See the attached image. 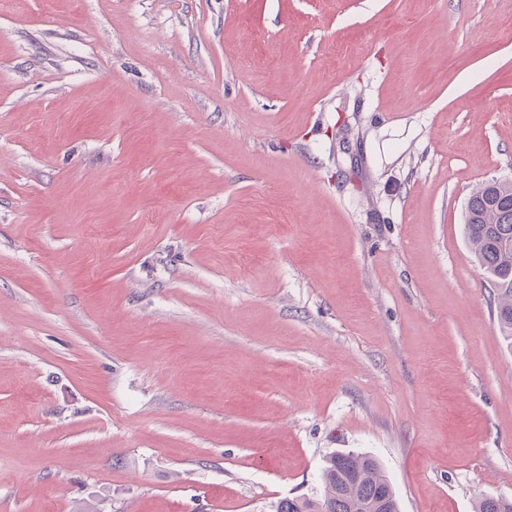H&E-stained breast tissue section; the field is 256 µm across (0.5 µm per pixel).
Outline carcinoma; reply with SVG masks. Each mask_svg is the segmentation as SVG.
Here are the masks:
<instances>
[{"label": "carcinoma", "instance_id": "obj_1", "mask_svg": "<svg viewBox=\"0 0 512 512\" xmlns=\"http://www.w3.org/2000/svg\"><path fill=\"white\" fill-rule=\"evenodd\" d=\"M465 236L480 268L499 285L497 320L512 339V182L470 193L464 212ZM318 498L284 499L276 512H398L394 487L376 459L366 454H332L322 473ZM476 512H512V502L486 497Z\"/></svg>", "mask_w": 512, "mask_h": 512}]
</instances>
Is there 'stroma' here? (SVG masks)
I'll return each instance as SVG.
<instances>
[{"instance_id": "1", "label": "stroma", "mask_w": 512, "mask_h": 512, "mask_svg": "<svg viewBox=\"0 0 512 512\" xmlns=\"http://www.w3.org/2000/svg\"><path fill=\"white\" fill-rule=\"evenodd\" d=\"M494 178L512 0H0V512L512 500ZM493 194V195H491ZM465 236L480 268L498 284L497 320L512 339V182L489 189L481 184L470 193L464 212ZM321 478L319 498L284 499L276 512H398L392 483L369 455L334 453Z\"/></svg>"}]
</instances>
